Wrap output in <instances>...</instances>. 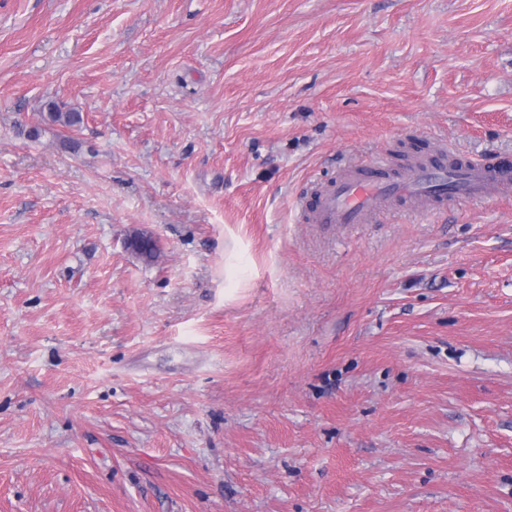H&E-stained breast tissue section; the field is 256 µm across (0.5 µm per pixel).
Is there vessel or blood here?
Here are the masks:
<instances>
[{
	"mask_svg": "<svg viewBox=\"0 0 512 512\" xmlns=\"http://www.w3.org/2000/svg\"><path fill=\"white\" fill-rule=\"evenodd\" d=\"M512 185V168L493 162L459 163L446 149L392 170L385 157L367 166L343 168L331 183L317 186L311 219L316 224H368L392 201L411 202L417 216L432 215L435 199L496 198Z\"/></svg>",
	"mask_w": 512,
	"mask_h": 512,
	"instance_id": "vessel-or-blood-1",
	"label": "vessel or blood"
}]
</instances>
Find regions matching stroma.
Here are the masks:
<instances>
[{
  "mask_svg": "<svg viewBox=\"0 0 512 512\" xmlns=\"http://www.w3.org/2000/svg\"><path fill=\"white\" fill-rule=\"evenodd\" d=\"M441 141L512 0H0V512H512V188L304 204Z\"/></svg>",
  "mask_w": 512,
  "mask_h": 512,
  "instance_id": "stroma-1",
  "label": "stroma"
}]
</instances>
